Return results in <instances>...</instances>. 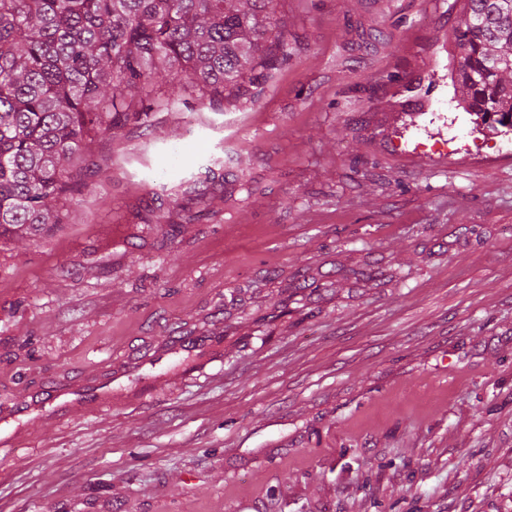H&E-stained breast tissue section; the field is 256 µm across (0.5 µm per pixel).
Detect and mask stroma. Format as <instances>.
Instances as JSON below:
<instances>
[{
  "mask_svg": "<svg viewBox=\"0 0 512 512\" xmlns=\"http://www.w3.org/2000/svg\"><path fill=\"white\" fill-rule=\"evenodd\" d=\"M276 3L254 99L101 133L69 223L0 238V414L143 365L21 423L0 512H512V130L457 105L461 2ZM112 377L106 382L88 385L78 390H60L51 400H33L25 406L15 408L9 418L19 421L33 412L42 418L52 419L59 413L85 403H95L99 408L109 407L111 397Z\"/></svg>",
  "mask_w": 512,
  "mask_h": 512,
  "instance_id": "obj_1",
  "label": "stroma"
}]
</instances>
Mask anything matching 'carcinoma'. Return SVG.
<instances>
[{"label":"carcinoma","mask_w":512,"mask_h":512,"mask_svg":"<svg viewBox=\"0 0 512 512\" xmlns=\"http://www.w3.org/2000/svg\"><path fill=\"white\" fill-rule=\"evenodd\" d=\"M464 109L512 128V0H464ZM274 0H0V237L66 223L72 160L100 131L147 122L163 67L201 103L236 101L288 61Z\"/></svg>","instance_id":"1"}]
</instances>
